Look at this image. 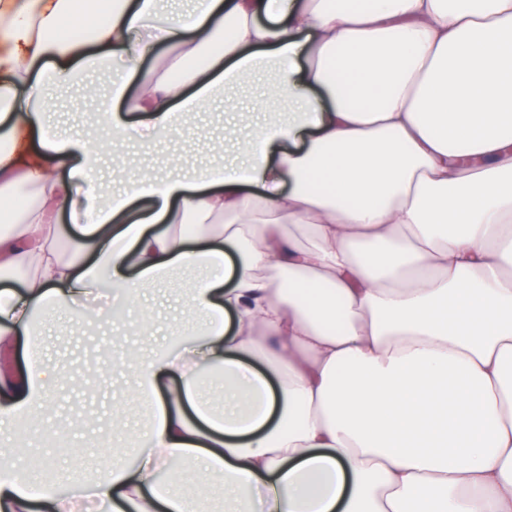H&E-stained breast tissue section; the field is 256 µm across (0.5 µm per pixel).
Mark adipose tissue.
Instances as JSON below:
<instances>
[{"label": "adipose tissue", "instance_id": "ef3b65f1", "mask_svg": "<svg viewBox=\"0 0 512 512\" xmlns=\"http://www.w3.org/2000/svg\"><path fill=\"white\" fill-rule=\"evenodd\" d=\"M77 0H0V420L59 378L38 316L123 301L179 269L201 339L131 354L148 422L134 462L34 492L0 462V512H198L160 482L222 476L225 512H512V0H113L65 40ZM166 63L139 74L157 44ZM123 69L96 94L109 142L59 134L47 83ZM269 75L284 122L230 124L234 156L104 193L108 143L174 130L225 86ZM135 95H128V86ZM72 225L61 252V217ZM224 382L215 411L202 371Z\"/></svg>", "mask_w": 512, "mask_h": 512}]
</instances>
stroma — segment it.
Segmentation results:
<instances>
[{
  "label": "stroma",
  "mask_w": 512,
  "mask_h": 512,
  "mask_svg": "<svg viewBox=\"0 0 512 512\" xmlns=\"http://www.w3.org/2000/svg\"><path fill=\"white\" fill-rule=\"evenodd\" d=\"M90 82L108 88L112 73L95 68L83 81L64 87L48 85L50 111L61 131L90 130L89 118L96 111V102L86 91ZM265 110L259 85L226 90L168 137L153 141L132 138L102 153L98 178L106 188H113V161L117 158L129 177L172 161L183 170L202 171L211 160V143L223 139L230 120L261 121ZM191 279L186 273L163 281L145 289L135 303L113 305L96 300L98 322L91 328L68 308L52 311L44 321L40 358L56 367L61 378L48 395V412L39 426L30 428L26 445L43 457L49 469L63 475L67 484L95 474L111 461L113 449L137 451L145 427L144 412L136 397L134 370L119 365L118 360L131 342L149 356L189 341L193 318L184 290ZM178 487L187 493L198 492L207 512H224L222 479L205 478L187 466Z\"/></svg>",
  "instance_id": "35a3bbf8"
}]
</instances>
